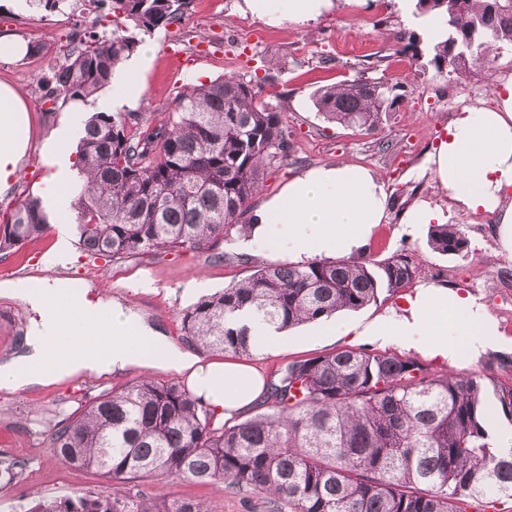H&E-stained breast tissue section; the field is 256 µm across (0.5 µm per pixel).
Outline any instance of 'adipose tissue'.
Listing matches in <instances>:
<instances>
[{
  "instance_id": "obj_1",
  "label": "adipose tissue",
  "mask_w": 512,
  "mask_h": 512,
  "mask_svg": "<svg viewBox=\"0 0 512 512\" xmlns=\"http://www.w3.org/2000/svg\"><path fill=\"white\" fill-rule=\"evenodd\" d=\"M332 0H243L242 10L265 23L305 22L331 8ZM29 106L0 82V195L11 191L29 138ZM448 136L429 159L435 181L459 209L496 215L503 248L512 255V83L494 109L473 107L448 126ZM68 131L47 145L46 191L61 217H68L71 166ZM388 220L387 193L365 167L325 164L292 178L257 211L252 243L282 261L358 254L375 228ZM0 293L25 303L32 313L22 353L0 363V389L10 392L64 381L82 374L155 369L187 374L193 391L219 416L234 419L259 399L263 382L255 367L239 361L202 364L197 351L177 345L136 314L86 292L68 280H17ZM333 336L365 335L402 343L428 339L432 352L455 359L477 353L497 334L494 322L473 299L434 285H421L395 313L361 328L333 321Z\"/></svg>"
}]
</instances>
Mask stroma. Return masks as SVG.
<instances>
[{"instance_id": "stroma-1", "label": "stroma", "mask_w": 512, "mask_h": 512, "mask_svg": "<svg viewBox=\"0 0 512 512\" xmlns=\"http://www.w3.org/2000/svg\"><path fill=\"white\" fill-rule=\"evenodd\" d=\"M241 0H223L217 8L190 0L180 23L158 27L147 35L156 53L137 68L145 91L134 113L155 124L174 112L179 95L190 86L227 74L249 82L266 102L284 112L292 133L293 156L271 165L264 185L252 198L258 210L280 194L289 180L322 164L353 162L368 167L388 193L389 218L378 225L362 250L364 257L382 260L407 255L416 268L412 283L393 297L378 300L358 311L343 312V319L364 326L404 303L418 286L433 283L461 296L476 298L496 324L498 335L478 355L442 363L424 347L398 342H369L355 336H324L321 325L307 323L289 330L287 352L258 353L252 361L267 381H277L293 360L363 349L394 352L416 359L431 372L453 369L482 375L499 385L512 384V293L500 288L502 277H512V256L503 252L498 233H485L492 215L457 211L437 186L429 157L443 139L455 115L450 98L481 105L486 94L497 93L512 81V52L502 53L497 69L484 79L452 83L432 76H417L421 61L429 60L434 18H415V0H334L330 10L304 23L270 26L244 14ZM112 16L94 6L74 12L32 9L23 0H0V35L13 33L26 41L46 43V54L19 59L0 57V81L11 84L30 105L28 150L21 164L13 195L0 198V209L12 205L14 194H41L47 169L41 150L64 123H72L81 137L85 121L111 103L112 90L104 88L84 102L83 112L52 107L40 99L39 87L59 62L58 51L78 30L108 31ZM420 36V57L404 54L403 32ZM365 75L405 87L399 111L384 116L370 133L325 122L312 104L314 91ZM426 200L442 207L452 224L462 225L468 245L457 255H444L428 244L429 226L411 230L402 224L405 210ZM56 244L47 230L16 253L0 259V281L17 279L70 280L73 288H89L91 296L114 299L159 327L175 343H182L180 312L230 282L248 277L254 264L268 262L258 247L246 243L238 228H230L217 245L205 252H164L112 262L87 257L72 246L68 263L46 266L44 258ZM31 312L20 301L0 295V359L17 354L16 328L29 327ZM137 372L76 376L57 384L27 391H0V460L18 459L28 466L20 478L0 481V512H22L38 497L62 498L78 494H113L117 487L99 474L68 466L49 452L54 424L62 415L84 406L91 398L125 387ZM127 498L139 501L163 495L168 500L192 498L206 502L213 512H268L263 495L180 480L156 484L135 481L124 487Z\"/></svg>"}]
</instances>
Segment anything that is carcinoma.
<instances>
[{
    "label": "carcinoma",
    "mask_w": 512,
    "mask_h": 512,
    "mask_svg": "<svg viewBox=\"0 0 512 512\" xmlns=\"http://www.w3.org/2000/svg\"><path fill=\"white\" fill-rule=\"evenodd\" d=\"M112 14V32H88L63 52L46 93L65 105L94 96L142 42L180 21L187 0H89ZM442 19L431 46L435 78H475L512 51V0H416ZM403 86L359 77L318 88L328 122L370 133L394 112ZM90 116L77 146L81 189L70 200L88 256L119 261L159 251H204L227 228H250V202L266 168L291 159L284 113L227 75L193 86L167 119ZM42 200L27 193L0 216V254L43 235ZM429 244L467 247L459 224ZM415 277L409 259H316L262 264L180 314L184 339L250 357V320L279 330L361 310ZM272 412L230 425L183 385L141 377L58 420L50 452L117 485L172 478L264 495L270 512H466L486 497L512 500V448L496 446L491 416L512 426V387L475 373L432 375L395 353L344 349L289 362L268 386ZM24 512H211L177 500L149 508L121 494L40 499Z\"/></svg>",
    "instance_id": "obj_1"
}]
</instances>
